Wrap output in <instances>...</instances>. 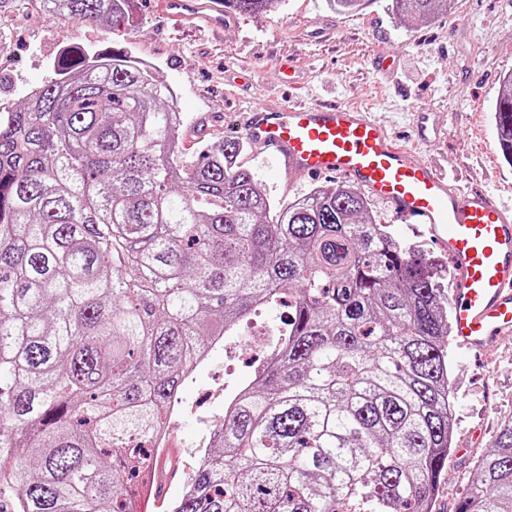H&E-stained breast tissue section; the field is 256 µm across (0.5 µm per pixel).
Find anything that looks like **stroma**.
Returning <instances> with one entry per match:
<instances>
[{
  "instance_id": "stroma-1",
  "label": "stroma",
  "mask_w": 512,
  "mask_h": 512,
  "mask_svg": "<svg viewBox=\"0 0 512 512\" xmlns=\"http://www.w3.org/2000/svg\"><path fill=\"white\" fill-rule=\"evenodd\" d=\"M129 10L130 24L115 30L48 15L38 0H0V111L21 108L70 47L104 54L120 49L160 70L174 90L188 153L223 136H241V113L256 99L332 101L371 109L401 145L435 161L449 177L512 197V163L500 152L494 119L502 77L512 73V0H455L452 12L418 27L392 12L391 0H372L353 14L336 11L330 0H284L276 13L239 15L218 31L163 14L159 0H130ZM388 54L394 63L381 69L377 62ZM437 111L445 114L448 137L430 148L419 138L417 115ZM239 162L283 203L343 183L337 175L287 180L257 149ZM251 352L246 345L233 359L216 352L182 386L181 396L198 412L173 426L175 445L164 467L177 478L149 496L144 512H163L178 497V478L200 462L194 443L224 420V404L210 398V390L250 376ZM450 362L453 443L468 452L449 454L433 512H454L499 421L512 416V335L481 361L451 348ZM476 428L487 437L473 446L469 434Z\"/></svg>"
}]
</instances>
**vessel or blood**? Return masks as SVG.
Here are the masks:
<instances>
[{"instance_id":"1","label":"vessel or blood","mask_w":512,"mask_h":512,"mask_svg":"<svg viewBox=\"0 0 512 512\" xmlns=\"http://www.w3.org/2000/svg\"><path fill=\"white\" fill-rule=\"evenodd\" d=\"M180 19L223 28L222 0H163ZM245 138L277 173L291 178L336 173L421 227L447 256L454 278L450 331L467 351L487 352L512 333V205L452 183L419 159L366 108L262 100L244 112Z\"/></svg>"}]
</instances>
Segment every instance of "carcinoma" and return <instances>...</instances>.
<instances>
[{"label":"carcinoma","mask_w":512,"mask_h":512,"mask_svg":"<svg viewBox=\"0 0 512 512\" xmlns=\"http://www.w3.org/2000/svg\"><path fill=\"white\" fill-rule=\"evenodd\" d=\"M282 0H224L236 14ZM414 26L453 0H393ZM129 24V0H60ZM0 111V512H137L146 443L213 336L293 301L174 512H432L452 443L442 272L351 185L275 203L240 139L188 155L127 53ZM495 120L512 154V74ZM455 512H512V417Z\"/></svg>","instance_id":"carcinoma-1"}]
</instances>
